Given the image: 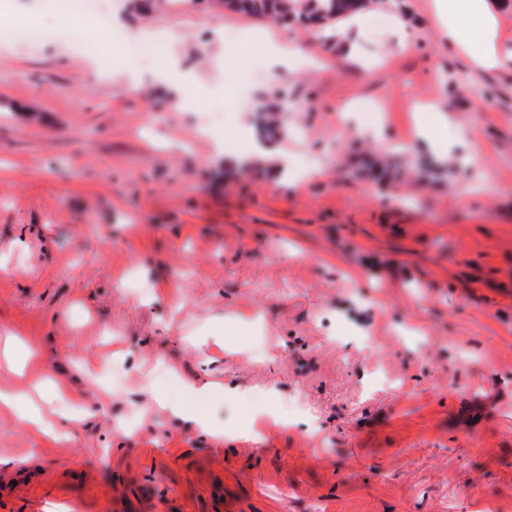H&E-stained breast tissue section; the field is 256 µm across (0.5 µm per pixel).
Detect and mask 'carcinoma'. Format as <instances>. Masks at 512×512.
<instances>
[{"label": "carcinoma", "mask_w": 512, "mask_h": 512, "mask_svg": "<svg viewBox=\"0 0 512 512\" xmlns=\"http://www.w3.org/2000/svg\"><path fill=\"white\" fill-rule=\"evenodd\" d=\"M231 7L257 17L286 20L293 15L301 20L334 21L356 6L357 0H229Z\"/></svg>", "instance_id": "1"}]
</instances>
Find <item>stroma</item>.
<instances>
[{
    "label": "stroma",
    "mask_w": 512,
    "mask_h": 512,
    "mask_svg": "<svg viewBox=\"0 0 512 512\" xmlns=\"http://www.w3.org/2000/svg\"><path fill=\"white\" fill-rule=\"evenodd\" d=\"M361 4L342 46L224 0H106L119 29L0 0L49 28L32 47L0 24V389L72 378L58 439L0 408V512L512 505V71L461 54L431 0ZM77 28L116 67L131 32L168 44L129 90ZM283 33L317 64L272 77L260 38ZM176 61L200 112L174 96ZM371 108L381 125L350 123ZM251 139L315 173L236 167ZM217 322L226 352L196 347ZM15 346L37 352L19 374ZM186 378L227 384L203 404L227 437L158 403ZM270 405L288 427L233 435Z\"/></svg>",
    "instance_id": "1"
}]
</instances>
